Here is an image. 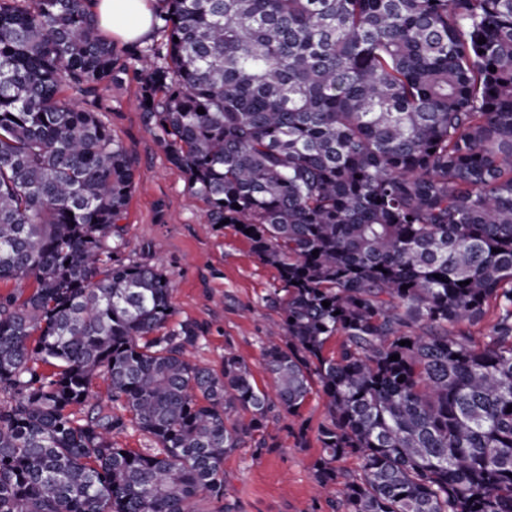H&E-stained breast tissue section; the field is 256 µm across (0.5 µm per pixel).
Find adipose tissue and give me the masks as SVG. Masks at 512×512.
<instances>
[{
  "mask_svg": "<svg viewBox=\"0 0 512 512\" xmlns=\"http://www.w3.org/2000/svg\"><path fill=\"white\" fill-rule=\"evenodd\" d=\"M163 7L162 0H92L90 11L99 29L132 44L153 33Z\"/></svg>",
  "mask_w": 512,
  "mask_h": 512,
  "instance_id": "ef3b65f1",
  "label": "adipose tissue"
}]
</instances>
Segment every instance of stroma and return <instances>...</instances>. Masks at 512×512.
Returning a JSON list of instances; mask_svg holds the SVG:
<instances>
[{
    "label": "stroma",
    "instance_id": "35a3bbf8",
    "mask_svg": "<svg viewBox=\"0 0 512 512\" xmlns=\"http://www.w3.org/2000/svg\"><path fill=\"white\" fill-rule=\"evenodd\" d=\"M139 94L133 61L121 82L96 88L105 119L135 167L128 214L119 224L121 251L127 260L155 266L170 279L171 323L189 319L203 332L195 360L219 364L225 345H232L256 366L258 386L273 390V378L258 364L269 329L281 322L279 310L266 301L279 273L257 258L233 225L209 224L205 203L147 129ZM326 418L322 398L312 395L300 419L270 425L268 448H245L225 459V497L235 512H331L313 477L316 430ZM302 426L307 429L303 447L297 440Z\"/></svg>",
    "mask_w": 512,
    "mask_h": 512
}]
</instances>
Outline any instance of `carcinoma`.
<instances>
[{
    "label": "carcinoma",
    "mask_w": 512,
    "mask_h": 512,
    "mask_svg": "<svg viewBox=\"0 0 512 512\" xmlns=\"http://www.w3.org/2000/svg\"><path fill=\"white\" fill-rule=\"evenodd\" d=\"M88 2L0 0V512H233L224 458L315 392L335 512H512V0H163L138 105L279 272L273 398L113 241L133 162L65 95L127 72Z\"/></svg>",
    "instance_id": "carcinoma-1"
}]
</instances>
